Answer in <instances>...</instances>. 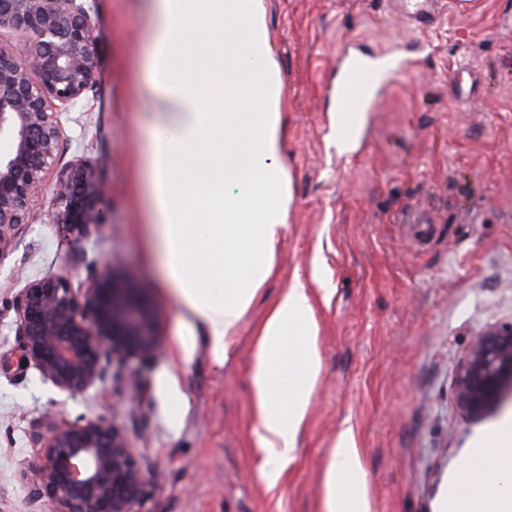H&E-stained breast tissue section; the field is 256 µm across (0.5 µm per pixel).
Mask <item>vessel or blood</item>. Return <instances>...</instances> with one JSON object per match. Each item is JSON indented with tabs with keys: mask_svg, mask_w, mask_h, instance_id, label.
<instances>
[{
	"mask_svg": "<svg viewBox=\"0 0 512 512\" xmlns=\"http://www.w3.org/2000/svg\"><path fill=\"white\" fill-rule=\"evenodd\" d=\"M401 66V58L395 52L370 58L356 55L347 57L345 67L333 88L337 123L353 127L358 112L363 111L370 100V91L386 82Z\"/></svg>",
	"mask_w": 512,
	"mask_h": 512,
	"instance_id": "vessel-or-blood-1",
	"label": "vessel or blood"
}]
</instances>
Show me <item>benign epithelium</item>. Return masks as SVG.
Listing matches in <instances>:
<instances>
[{
    "label": "benign epithelium",
    "instance_id": "7a95c632",
    "mask_svg": "<svg viewBox=\"0 0 512 512\" xmlns=\"http://www.w3.org/2000/svg\"><path fill=\"white\" fill-rule=\"evenodd\" d=\"M32 34L30 59L0 44V264L31 224L49 186L52 224L64 239L106 225L104 191L91 163H61L63 114L98 81L95 25L85 0H0V31ZM17 363L36 368L59 394L102 383L108 366L136 367L125 402H141V376L160 344L147 295L105 262L74 284L64 273L27 279L12 294ZM512 389V322L490 324L471 341L454 387L458 408L485 416ZM31 439L39 454L32 494L55 512H150L145 480L126 433L104 417L66 421L48 409Z\"/></svg>",
    "mask_w": 512,
    "mask_h": 512
}]
</instances>
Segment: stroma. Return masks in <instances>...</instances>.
I'll return each mask as SVG.
<instances>
[{
  "label": "stroma",
  "instance_id": "obj_1",
  "mask_svg": "<svg viewBox=\"0 0 512 512\" xmlns=\"http://www.w3.org/2000/svg\"><path fill=\"white\" fill-rule=\"evenodd\" d=\"M99 74L65 124L63 160L92 161L107 224L60 238L39 209L0 265V356L17 348L15 269L35 278L111 261L150 298L161 341L139 407L117 405L123 380L67 398L31 367L0 369V512H52L29 501L19 464L48 407L121 427L153 483L149 512H320L323 472L351 430L371 512H443L452 477L501 422L512 392L479 421L452 387L471 340L512 321V0H443L410 21L388 0H268L283 81L291 174L276 271L240 323L224 363L203 336L187 351L181 306L159 286L135 180L148 138V0H90ZM401 47L409 67L375 92L336 150L328 86L343 52ZM312 289L323 368L296 458L276 486L260 481L249 367L254 329L295 277Z\"/></svg>",
  "mask_w": 512,
  "mask_h": 512
}]
</instances>
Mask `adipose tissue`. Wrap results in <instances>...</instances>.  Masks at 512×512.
I'll use <instances>...</instances> for the list:
<instances>
[{"label": "adipose tissue", "instance_id": "adipose-tissue-1", "mask_svg": "<svg viewBox=\"0 0 512 512\" xmlns=\"http://www.w3.org/2000/svg\"><path fill=\"white\" fill-rule=\"evenodd\" d=\"M151 13L154 131L138 171L152 219L142 231L161 288L221 363L288 230L280 65L266 0H153ZM193 25L224 38L176 66ZM318 336L311 292L295 279L259 324L249 369L258 475L270 486L297 454L322 371ZM476 455L452 480L448 512H512V430ZM364 488L353 437L341 433L324 469L322 512H369Z\"/></svg>", "mask_w": 512, "mask_h": 512}]
</instances>
